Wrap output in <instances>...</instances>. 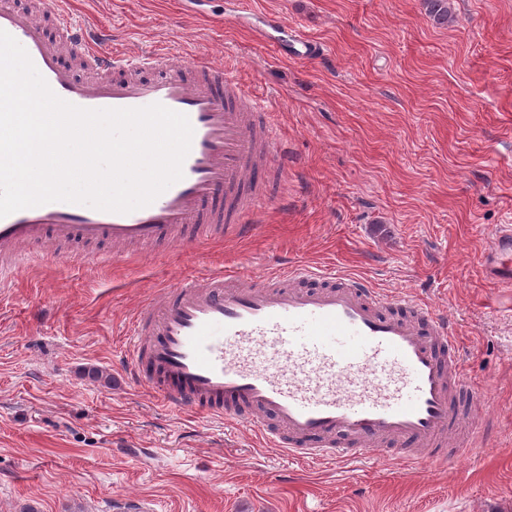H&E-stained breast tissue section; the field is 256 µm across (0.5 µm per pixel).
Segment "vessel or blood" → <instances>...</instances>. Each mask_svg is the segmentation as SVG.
Returning <instances> with one entry per match:
<instances>
[{
  "instance_id": "obj_1",
  "label": "vessel or blood",
  "mask_w": 512,
  "mask_h": 512,
  "mask_svg": "<svg viewBox=\"0 0 512 512\" xmlns=\"http://www.w3.org/2000/svg\"><path fill=\"white\" fill-rule=\"evenodd\" d=\"M63 3L42 0L39 19L0 0V30L52 91L87 109L159 103L187 115L193 138L182 179L147 207L122 214L53 202L0 218V288L49 240L172 248L249 233L264 200L261 172L288 157L267 113L207 59L171 66L163 52L129 58L88 40ZM62 39L89 75L62 63ZM481 265L490 283L512 288L511 225L499 227ZM127 353L131 379L167 405L247 424L301 462L352 463L368 451L410 465L448 462L441 446L457 422L453 393L477 394L447 315L303 264L162 289L132 321Z\"/></svg>"
}]
</instances>
